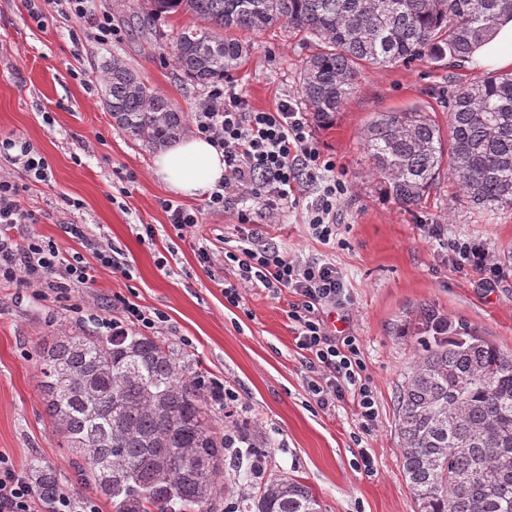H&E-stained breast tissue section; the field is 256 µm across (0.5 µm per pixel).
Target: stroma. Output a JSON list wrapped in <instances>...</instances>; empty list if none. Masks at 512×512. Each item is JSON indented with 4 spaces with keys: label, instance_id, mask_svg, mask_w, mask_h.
<instances>
[{
    "label": "stroma",
    "instance_id": "1",
    "mask_svg": "<svg viewBox=\"0 0 512 512\" xmlns=\"http://www.w3.org/2000/svg\"><path fill=\"white\" fill-rule=\"evenodd\" d=\"M41 5L46 22L40 26L24 0H0V137L23 138L50 166L47 179L36 181L0 156V176L23 185L25 203L38 216L14 234L41 235L90 262L108 248L122 268L98 270L93 281L65 293L0 283V453L23 472L39 460L57 471L63 488L82 494L73 478V452L40 394L39 346L64 333L103 335L98 317L125 298L163 313L160 336L188 349L205 375L223 380L238 397L236 417L271 438L262 478L300 477L323 512H416L402 471L394 402L413 352L410 338L396 335L394 326L405 312L431 303L512 350V212L470 207L456 199L445 176L421 206L396 204L373 176L362 136L376 113L414 106L447 128L439 93L472 79L475 69L427 59L366 69L334 123L313 127L319 149L335 159L349 187L338 214L344 246L312 237L304 204L313 187H305L300 206L277 219L254 216L280 251L325 256L344 274L353 309H328L323 319L337 335L360 341L379 409L376 428L363 436L351 399L322 410L308 393L309 374L288 319L296 300L291 291L254 288L240 306L226 302L225 287L237 281L234 267L222 261L225 241L237 237L235 217L208 211L205 199L175 194L153 176L155 150L121 133L103 103L102 65L121 57L189 116L202 87L163 63L151 34L117 10L115 0L91 2L95 11L111 13L120 32L109 45L84 34L59 0ZM239 38L248 51L232 77L251 106L270 110L284 96L299 98L300 69L314 43L284 28ZM166 200L201 210L200 226L175 228L162 207ZM143 224L154 226L153 240H140ZM425 224H444L449 234L486 243L503 264L499 281L490 286L458 269L425 238ZM203 249L214 253L215 265H200ZM364 448L374 460L369 473L359 467Z\"/></svg>",
    "mask_w": 512,
    "mask_h": 512
}]
</instances>
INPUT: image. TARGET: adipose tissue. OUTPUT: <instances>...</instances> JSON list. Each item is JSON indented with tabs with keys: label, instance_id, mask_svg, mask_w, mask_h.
Wrapping results in <instances>:
<instances>
[{
	"label": "adipose tissue",
	"instance_id": "adipose-tissue-1",
	"mask_svg": "<svg viewBox=\"0 0 512 512\" xmlns=\"http://www.w3.org/2000/svg\"><path fill=\"white\" fill-rule=\"evenodd\" d=\"M472 65L477 69L512 66L511 19L475 51ZM153 174L177 194L207 197L224 179V154L205 138L179 139L156 156Z\"/></svg>",
	"mask_w": 512,
	"mask_h": 512
}]
</instances>
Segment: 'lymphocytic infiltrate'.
<instances>
[{"mask_svg": "<svg viewBox=\"0 0 512 512\" xmlns=\"http://www.w3.org/2000/svg\"><path fill=\"white\" fill-rule=\"evenodd\" d=\"M193 131L224 153V181L210 195L207 209L235 213L242 228L237 245L224 250L225 264L238 272L237 284L224 290L227 303L239 306L243 291L258 286L285 288L296 295L288 318L310 373L309 393L322 409L351 398L360 430L372 432L379 411L365 375L359 340L332 334L317 313L321 306L344 309L350 305L342 272L319 257L284 255L264 241L259 225L253 222L254 210L273 218L299 205L298 190L310 182L318 187L316 198L306 209L312 236L325 245H344L337 212L348 186L337 175L335 160L317 147L308 115L296 102L283 99L270 111L252 109L229 79L213 85L201 100ZM36 221L35 214L21 203L19 184L0 177V276L30 286L68 289L91 281L94 268L119 269V262L105 250L99 251L91 264L53 241L35 235L21 240L12 236L16 225ZM423 231L447 251L459 269L475 272L489 283L500 278L502 267L486 244L449 234L443 224L424 225ZM162 320L161 313L120 299L102 324L114 335L131 330L150 335ZM0 512H99V508L92 499L77 497L67 489L58 490L52 502H43L30 477L0 454Z\"/></svg>", "mask_w": 512, "mask_h": 512, "instance_id": "f902f5d3", "label": "lymphocytic infiltrate"}]
</instances>
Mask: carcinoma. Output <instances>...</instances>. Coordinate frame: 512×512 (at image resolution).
<instances>
[{"label":"carcinoma","mask_w":512,"mask_h":512,"mask_svg":"<svg viewBox=\"0 0 512 512\" xmlns=\"http://www.w3.org/2000/svg\"><path fill=\"white\" fill-rule=\"evenodd\" d=\"M141 26L188 13L197 24L166 36L165 54L197 86L236 70L247 46L232 29L282 25L316 43L299 73L314 123L329 125L359 88L364 68L427 58L468 60L512 19V0H138ZM104 103L130 140L160 147L190 120L122 59L103 65ZM448 139L428 112H382L364 133L374 174L405 208L421 205L443 169L467 204L512 211V72L488 71L447 90ZM414 359L397 386L403 474L417 512H512V351L479 327L423 304L400 328ZM40 392L75 452L76 480L112 512H322L294 475L234 496L226 474L256 468L271 441L224 412V433L206 417L203 372L189 351L158 336H56L41 344ZM234 452L226 454V449ZM38 494L60 488L55 469L33 461Z\"/></svg>","instance_id":"cac0c4a2"}]
</instances>
